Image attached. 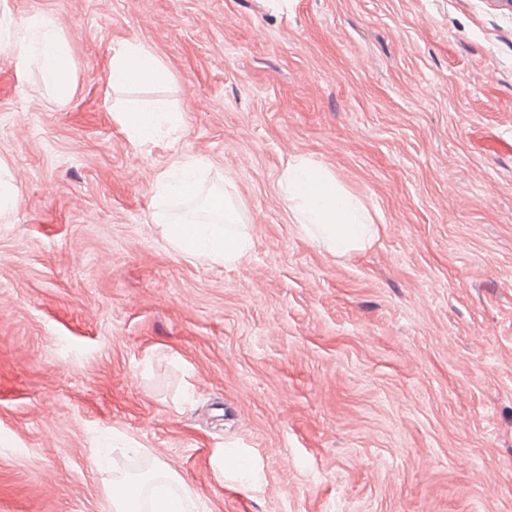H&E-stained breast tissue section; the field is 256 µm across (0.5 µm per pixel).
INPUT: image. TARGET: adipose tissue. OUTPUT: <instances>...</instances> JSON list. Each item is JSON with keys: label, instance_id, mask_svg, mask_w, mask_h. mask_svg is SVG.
Segmentation results:
<instances>
[{"label": "adipose tissue", "instance_id": "obj_1", "mask_svg": "<svg viewBox=\"0 0 512 512\" xmlns=\"http://www.w3.org/2000/svg\"><path fill=\"white\" fill-rule=\"evenodd\" d=\"M17 65H37L44 83L66 100L75 87V69L69 42L46 15L30 17L16 44ZM169 73L160 59L147 48L125 43L112 51L109 80L113 87L153 86L167 82ZM114 120L131 145L144 148L157 139L180 132L183 117L139 105L114 113ZM205 169L202 159L176 156L155 183L157 209L153 223L163 225L168 242L180 253L213 262H234L245 256L251 239L240 229V208L226 192L204 190L199 176ZM280 191L294 220L305 233L339 255L365 249L377 233L363 203L352 197L328 169L307 158L289 159L279 178ZM203 199L211 215L200 221L172 217L167 203Z\"/></svg>", "mask_w": 512, "mask_h": 512}]
</instances>
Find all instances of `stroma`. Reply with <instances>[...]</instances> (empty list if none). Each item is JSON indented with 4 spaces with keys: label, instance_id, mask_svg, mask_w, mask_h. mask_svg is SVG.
Listing matches in <instances>:
<instances>
[{
    "label": "stroma",
    "instance_id": "stroma-1",
    "mask_svg": "<svg viewBox=\"0 0 512 512\" xmlns=\"http://www.w3.org/2000/svg\"><path fill=\"white\" fill-rule=\"evenodd\" d=\"M34 14L69 100L16 67ZM126 42L169 82L112 89ZM132 102L178 140L135 150ZM181 153L238 202L237 263L152 223ZM295 156L364 202L370 248L294 223ZM0 164V512H109L158 461L206 512H512V0H0ZM15 49L17 66L26 69L35 63L44 83L62 100L72 95L75 87V69L69 51V42L47 15L30 17L21 28ZM113 118L135 148H145L159 138L180 132L183 124L181 112L139 105L127 106L115 112ZM142 483L132 479H113L108 487V496L114 512H140L130 510L131 503L141 499Z\"/></svg>",
    "mask_w": 512,
    "mask_h": 512
}]
</instances>
